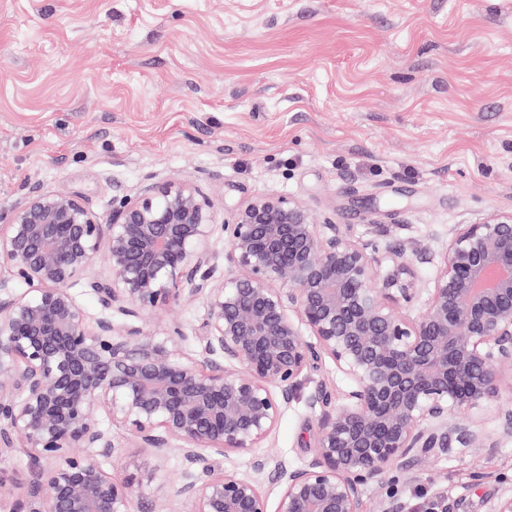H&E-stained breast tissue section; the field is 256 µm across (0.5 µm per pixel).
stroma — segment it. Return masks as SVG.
<instances>
[{
	"instance_id": "1",
	"label": "stroma",
	"mask_w": 512,
	"mask_h": 512,
	"mask_svg": "<svg viewBox=\"0 0 512 512\" xmlns=\"http://www.w3.org/2000/svg\"><path fill=\"white\" fill-rule=\"evenodd\" d=\"M151 176L221 217L276 192L353 237L442 250L452 225L512 211V0H0V221L34 185L106 215ZM205 318L199 301L146 324L177 321L189 353ZM314 427L296 399L265 447L214 467L268 486ZM183 471L159 462L136 512ZM510 490L512 439L394 484L410 512H488Z\"/></svg>"
}]
</instances>
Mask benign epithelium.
Segmentation results:
<instances>
[{
  "label": "benign epithelium",
  "mask_w": 512,
  "mask_h": 512,
  "mask_svg": "<svg viewBox=\"0 0 512 512\" xmlns=\"http://www.w3.org/2000/svg\"><path fill=\"white\" fill-rule=\"evenodd\" d=\"M379 232L355 240L275 193L219 225L185 182L149 183L105 219L77 196L31 188L0 225V453L22 449L32 470L12 512H135L134 487L154 468L112 477L106 421L153 459L186 463L155 512H362L365 487L407 462L488 447L485 413L511 439L499 405L512 403V212L456 225L439 254L382 251ZM99 257L87 287L102 314L89 321L71 286ZM422 264L437 266L429 284ZM198 300L194 354L180 352V325L143 322ZM324 357L348 390L339 402L322 381L308 396L313 453L277 471L273 509L258 483L210 459L265 443Z\"/></svg>",
  "instance_id": "obj_1"
}]
</instances>
